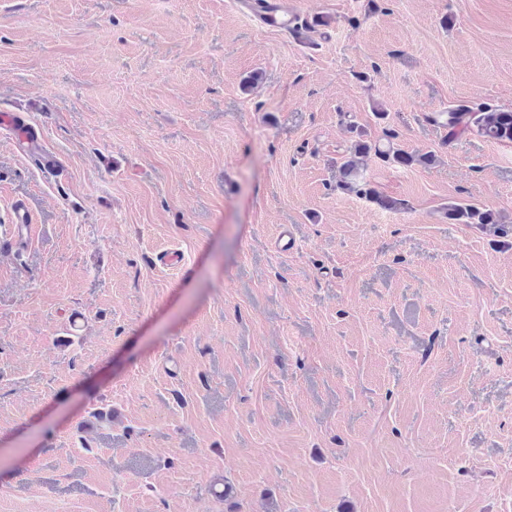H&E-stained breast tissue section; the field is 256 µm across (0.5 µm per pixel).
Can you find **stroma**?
Here are the masks:
<instances>
[{
  "label": "stroma",
  "instance_id": "obj_1",
  "mask_svg": "<svg viewBox=\"0 0 512 512\" xmlns=\"http://www.w3.org/2000/svg\"><path fill=\"white\" fill-rule=\"evenodd\" d=\"M282 3L0 0V512H512V0ZM268 3L273 4L279 8L276 11H259L256 8L255 0H246L244 3L248 10L254 15L258 16L263 24L267 27L276 29L278 31L288 32L291 30L297 31L295 28L294 20L288 13L283 9L280 1L277 0H266ZM432 121L448 130L449 138L475 132L488 140L512 143V110L509 109L459 104L447 112L436 113ZM386 137L387 143L382 145L360 137L353 141L349 156L339 166H336L338 173L336 189L365 198L380 209L396 211L403 209L405 203L403 200L382 195L371 185L363 173L364 159L374 151V154L385 163L408 167L413 164L430 165L435 158L432 154L408 153L395 147L391 140L396 137V134L390 130L386 132ZM448 220L457 224H469L498 238V242L509 244L512 239V221L498 212L484 209L473 203H452L448 205ZM14 223L16 234L12 238L0 242L3 247H16L27 244L33 236L34 224L29 209L24 204H19L14 210Z\"/></svg>",
  "mask_w": 512,
  "mask_h": 512
}]
</instances>
